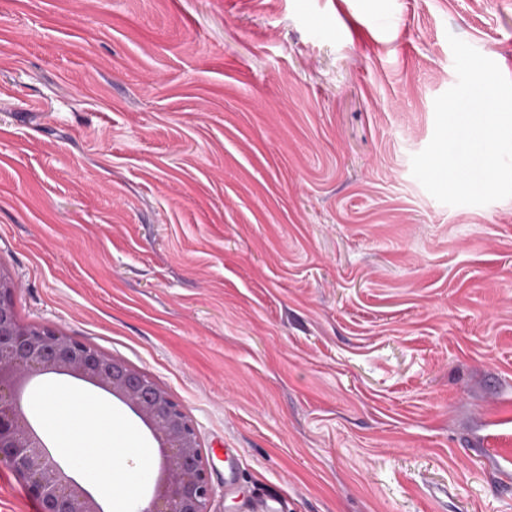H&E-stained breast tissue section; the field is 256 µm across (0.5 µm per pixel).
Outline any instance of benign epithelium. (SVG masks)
I'll return each instance as SVG.
<instances>
[{
	"label": "benign epithelium",
	"instance_id": "obj_1",
	"mask_svg": "<svg viewBox=\"0 0 512 512\" xmlns=\"http://www.w3.org/2000/svg\"><path fill=\"white\" fill-rule=\"evenodd\" d=\"M17 288L12 273L0 265V463L13 469L42 512H105L32 422L33 379L68 376L118 399L157 441L159 469L151 497L138 512H209L215 489L197 428L184 408L122 359L58 328L18 321Z\"/></svg>",
	"mask_w": 512,
	"mask_h": 512
}]
</instances>
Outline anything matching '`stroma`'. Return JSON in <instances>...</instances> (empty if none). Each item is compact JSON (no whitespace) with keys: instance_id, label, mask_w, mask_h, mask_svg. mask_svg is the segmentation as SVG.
Returning <instances> with one entry per match:
<instances>
[{"instance_id":"stroma-1","label":"stroma","mask_w":512,"mask_h":512,"mask_svg":"<svg viewBox=\"0 0 512 512\" xmlns=\"http://www.w3.org/2000/svg\"><path fill=\"white\" fill-rule=\"evenodd\" d=\"M450 33L503 62L512 0H0L16 314L168 390L211 512H512V198L411 173Z\"/></svg>"}]
</instances>
